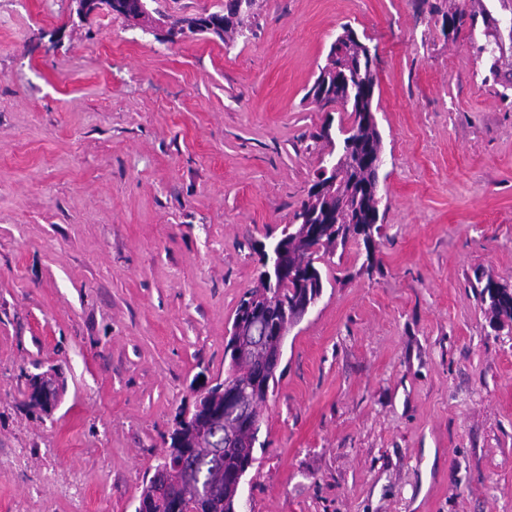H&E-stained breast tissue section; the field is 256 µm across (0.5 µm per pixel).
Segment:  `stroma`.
<instances>
[{
    "instance_id": "35a3bbf8",
    "label": "stroma",
    "mask_w": 512,
    "mask_h": 512,
    "mask_svg": "<svg viewBox=\"0 0 512 512\" xmlns=\"http://www.w3.org/2000/svg\"><path fill=\"white\" fill-rule=\"evenodd\" d=\"M347 26L376 52L380 232L319 265L241 512H512V322L480 295L512 289V0H255L228 44L0 0V512H135L342 151L351 112L307 93Z\"/></svg>"
}]
</instances>
